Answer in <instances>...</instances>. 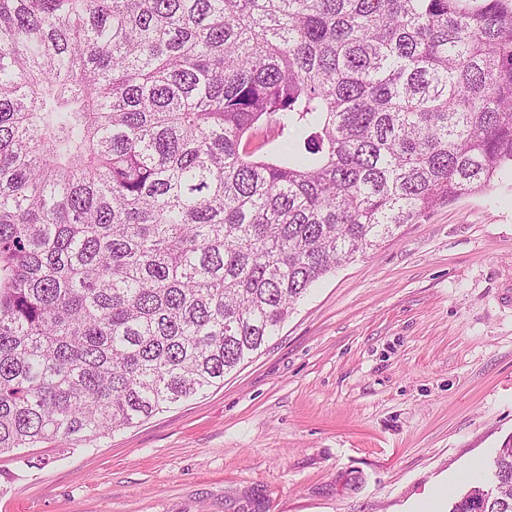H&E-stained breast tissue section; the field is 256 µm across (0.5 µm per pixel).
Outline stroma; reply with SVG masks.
Segmentation results:
<instances>
[{
  "label": "stroma",
  "mask_w": 512,
  "mask_h": 512,
  "mask_svg": "<svg viewBox=\"0 0 512 512\" xmlns=\"http://www.w3.org/2000/svg\"><path fill=\"white\" fill-rule=\"evenodd\" d=\"M512 174L329 272L223 385L45 466L0 512H440L512 436Z\"/></svg>",
  "instance_id": "35a3bbf8"
}]
</instances>
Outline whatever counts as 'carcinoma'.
I'll return each mask as SVG.
<instances>
[{
  "mask_svg": "<svg viewBox=\"0 0 512 512\" xmlns=\"http://www.w3.org/2000/svg\"><path fill=\"white\" fill-rule=\"evenodd\" d=\"M508 170L512 0H0V454L223 384ZM489 469L450 512H512Z\"/></svg>",
  "mask_w": 512,
  "mask_h": 512,
  "instance_id": "carcinoma-1",
  "label": "carcinoma"
}]
</instances>
